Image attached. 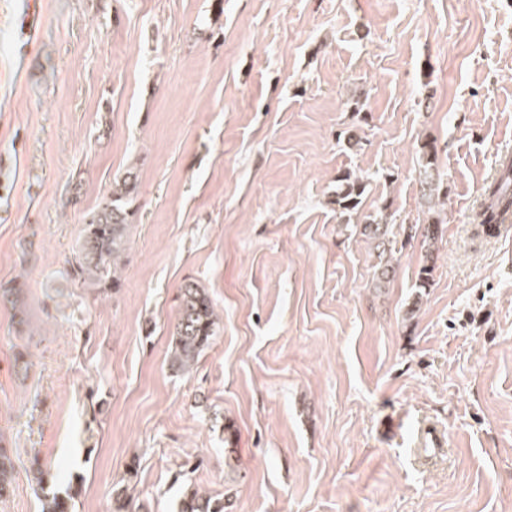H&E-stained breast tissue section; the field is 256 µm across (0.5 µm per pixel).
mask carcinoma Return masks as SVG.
<instances>
[{
	"label": "carcinoma",
	"mask_w": 512,
	"mask_h": 512,
	"mask_svg": "<svg viewBox=\"0 0 512 512\" xmlns=\"http://www.w3.org/2000/svg\"><path fill=\"white\" fill-rule=\"evenodd\" d=\"M420 151V181L422 197L432 211L435 201L440 199L443 179L437 163V149L434 143L424 141ZM137 188V177L133 171H127L113 185L112 193L95 213L80 241L76 256L71 261L74 277L86 288H104L116 283V272L120 258L127 248L130 202ZM367 181L350 171H344L336 178V190L332 203L336 211L346 216L362 209ZM483 195L488 204L480 214L479 226L493 233L501 223L502 214L512 211V162L502 163L500 176L487 183ZM389 205L384 203L378 210L363 216L359 224V235L372 249L377 251L378 262L374 269L377 287L393 279L395 267L388 254L396 245L392 224L388 221ZM421 234L422 242L428 252H433L435 244L443 235L442 219L439 216L428 218L425 224L404 225V235L412 239ZM434 267H420L415 282L417 288L412 315L418 309V303L433 284ZM11 304L18 317V323L25 321L23 289L17 283L10 288L0 290V299ZM217 333V315L207 291L194 282H188L181 288V301L178 316L172 333V348L169 363L176 371H189L196 364L201 352L211 343ZM15 474V459L12 450L0 444V498L10 493ZM73 494L56 493L44 496L43 512H72ZM179 512H231L230 500L218 504L210 497L200 493L194 486L184 488Z\"/></svg>",
	"instance_id": "obj_1"
}]
</instances>
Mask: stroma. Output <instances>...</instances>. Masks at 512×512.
<instances>
[{
	"label": "stroma",
	"instance_id": "stroma-1",
	"mask_svg": "<svg viewBox=\"0 0 512 512\" xmlns=\"http://www.w3.org/2000/svg\"><path fill=\"white\" fill-rule=\"evenodd\" d=\"M427 137L443 237L375 287L336 178L425 223ZM507 156L512 0H0V288L26 306L0 304V512H41L37 469L73 512H118L119 486L177 512L188 480L233 512H512V233L474 222ZM129 169L119 285L83 287L69 263ZM188 282L219 324L183 374ZM428 424L448 452L423 465ZM420 151V181L422 187V197L428 204V212L435 213L434 200L440 201V195L443 189V179L440 175L437 163V149L434 142L425 140L421 143ZM367 181L350 171H344L336 178V190L332 195V203L336 211L343 217H349L362 209L366 193ZM15 459L12 450L0 441V498L10 493L15 474Z\"/></svg>",
	"mask_w": 512,
	"mask_h": 512
}]
</instances>
